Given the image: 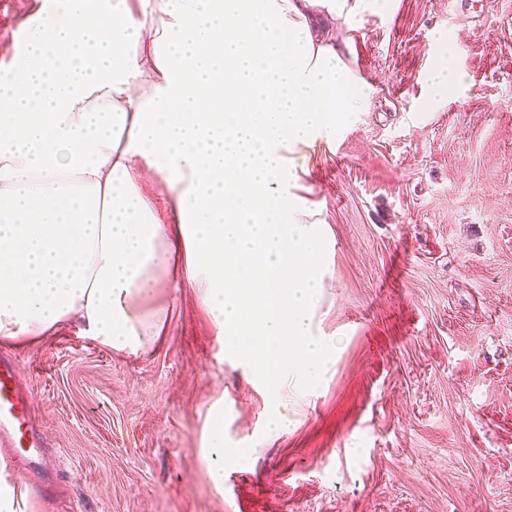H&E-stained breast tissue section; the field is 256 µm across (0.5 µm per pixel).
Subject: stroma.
<instances>
[{
    "label": "stroma",
    "instance_id": "obj_1",
    "mask_svg": "<svg viewBox=\"0 0 512 512\" xmlns=\"http://www.w3.org/2000/svg\"><path fill=\"white\" fill-rule=\"evenodd\" d=\"M438 30L469 86L423 111ZM343 49L373 92L303 161L330 259L313 333L336 355L292 425L267 433L264 390L165 282L143 353L72 323L10 343L57 464L21 512H512V0H395ZM219 400L250 451L220 489L198 456Z\"/></svg>",
    "mask_w": 512,
    "mask_h": 512
}]
</instances>
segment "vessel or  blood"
<instances>
[{"label":"vessel or blood","mask_w":512,"mask_h":512,"mask_svg":"<svg viewBox=\"0 0 512 512\" xmlns=\"http://www.w3.org/2000/svg\"><path fill=\"white\" fill-rule=\"evenodd\" d=\"M13 356L0 352V456L14 460L19 478H27L34 452L45 442L38 431L37 419L19 387Z\"/></svg>","instance_id":"1"}]
</instances>
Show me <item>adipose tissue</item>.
I'll list each match as a JSON object with an SVG mask.
<instances>
[{
	"mask_svg": "<svg viewBox=\"0 0 512 512\" xmlns=\"http://www.w3.org/2000/svg\"><path fill=\"white\" fill-rule=\"evenodd\" d=\"M392 0H53L0 73V343L79 324L131 354L159 336L157 274L196 285L228 352L291 424L289 394L335 348L313 336L326 242L298 193L297 153L331 144L371 88L336 27ZM437 33L428 103L466 75ZM165 183L171 223L139 192ZM215 485L246 459L213 409L200 450Z\"/></svg>",
	"mask_w": 512,
	"mask_h": 512,
	"instance_id": "ef3b65f1",
	"label": "adipose tissue"
}]
</instances>
